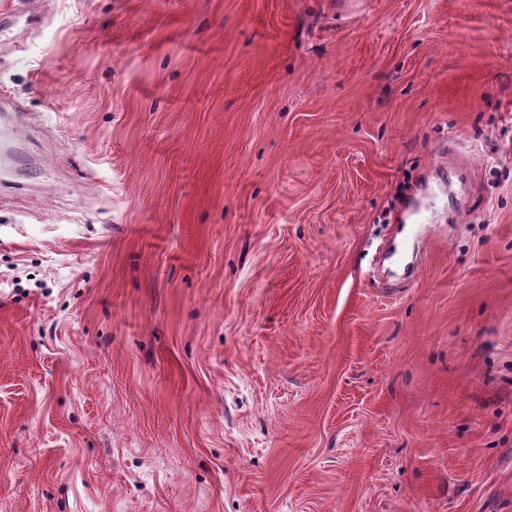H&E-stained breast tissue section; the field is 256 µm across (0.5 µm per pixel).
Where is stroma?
<instances>
[{
    "mask_svg": "<svg viewBox=\"0 0 512 512\" xmlns=\"http://www.w3.org/2000/svg\"><path fill=\"white\" fill-rule=\"evenodd\" d=\"M0 512H512V0H0Z\"/></svg>",
    "mask_w": 512,
    "mask_h": 512,
    "instance_id": "1",
    "label": "stroma"
}]
</instances>
